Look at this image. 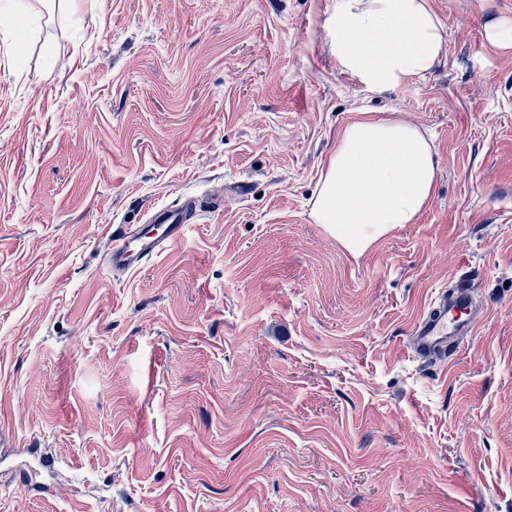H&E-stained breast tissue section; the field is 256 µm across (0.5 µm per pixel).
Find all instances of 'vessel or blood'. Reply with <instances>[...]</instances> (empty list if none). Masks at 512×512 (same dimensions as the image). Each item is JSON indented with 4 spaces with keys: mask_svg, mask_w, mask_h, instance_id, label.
Returning <instances> with one entry per match:
<instances>
[{
    "mask_svg": "<svg viewBox=\"0 0 512 512\" xmlns=\"http://www.w3.org/2000/svg\"><path fill=\"white\" fill-rule=\"evenodd\" d=\"M200 199L191 197L172 206L153 208L147 223L119 225L111 232L108 264L112 271H137L143 262L179 243L198 213ZM479 321L468 280L457 278L440 292L414 324L411 348L421 359L446 356L453 340L471 333Z\"/></svg>",
    "mask_w": 512,
    "mask_h": 512,
    "instance_id": "vessel-or-blood-1",
    "label": "vessel or blood"
}]
</instances>
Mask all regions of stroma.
Segmentation results:
<instances>
[{
	"instance_id": "35a3bbf8",
	"label": "stroma",
	"mask_w": 512,
	"mask_h": 512,
	"mask_svg": "<svg viewBox=\"0 0 512 512\" xmlns=\"http://www.w3.org/2000/svg\"><path fill=\"white\" fill-rule=\"evenodd\" d=\"M336 0H73L0 25V512H512V0H430L388 91ZM435 139L431 202L364 252L311 216L359 113ZM207 208L139 271L109 226ZM482 317L410 329L453 277ZM486 39L502 51L512 50V20L496 18L484 26ZM479 320L470 283L459 276L448 291L440 292L432 300L428 311L415 322L411 348L425 361L445 357L451 342L471 333Z\"/></svg>"
}]
</instances>
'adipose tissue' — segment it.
<instances>
[{
  "label": "adipose tissue",
  "mask_w": 512,
  "mask_h": 512,
  "mask_svg": "<svg viewBox=\"0 0 512 512\" xmlns=\"http://www.w3.org/2000/svg\"><path fill=\"white\" fill-rule=\"evenodd\" d=\"M444 43L429 0H336V55L378 90L429 74ZM437 174L432 136L363 112L339 132L311 216L348 251L360 252L389 229L417 221L434 197Z\"/></svg>",
  "instance_id": "obj_1"
}]
</instances>
